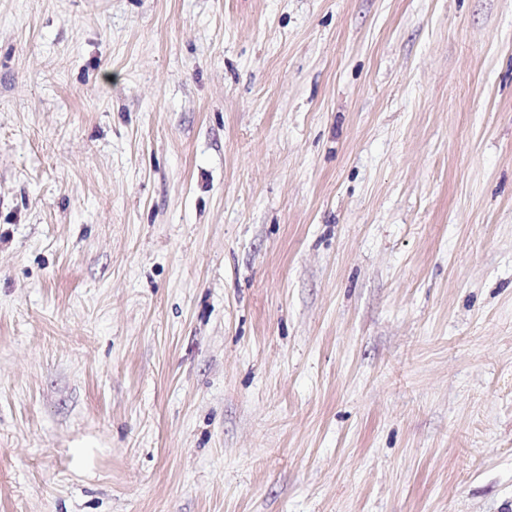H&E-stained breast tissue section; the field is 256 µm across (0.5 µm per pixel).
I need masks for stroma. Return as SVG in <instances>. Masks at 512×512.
Masks as SVG:
<instances>
[{
	"instance_id": "1",
	"label": "stroma",
	"mask_w": 512,
	"mask_h": 512,
	"mask_svg": "<svg viewBox=\"0 0 512 512\" xmlns=\"http://www.w3.org/2000/svg\"><path fill=\"white\" fill-rule=\"evenodd\" d=\"M0 512H512V0H0Z\"/></svg>"
}]
</instances>
